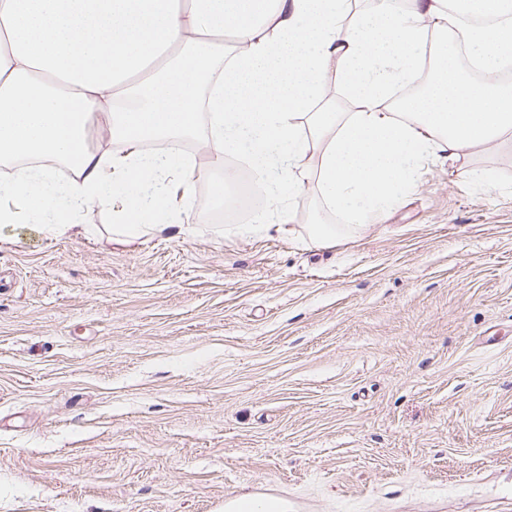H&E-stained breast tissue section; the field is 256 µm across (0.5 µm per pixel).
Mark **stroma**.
<instances>
[{
	"mask_svg": "<svg viewBox=\"0 0 512 512\" xmlns=\"http://www.w3.org/2000/svg\"><path fill=\"white\" fill-rule=\"evenodd\" d=\"M218 176L189 234L0 227V512H512V150L324 246L316 178L266 230L203 221Z\"/></svg>",
	"mask_w": 512,
	"mask_h": 512,
	"instance_id": "35a3bbf8",
	"label": "stroma"
}]
</instances>
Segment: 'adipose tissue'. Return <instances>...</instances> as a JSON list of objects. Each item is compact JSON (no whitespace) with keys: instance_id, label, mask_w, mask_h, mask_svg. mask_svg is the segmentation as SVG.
<instances>
[{"instance_id":"adipose-tissue-1","label":"adipose tissue","mask_w":512,"mask_h":512,"mask_svg":"<svg viewBox=\"0 0 512 512\" xmlns=\"http://www.w3.org/2000/svg\"><path fill=\"white\" fill-rule=\"evenodd\" d=\"M451 7L475 18L464 40L484 73L512 65V0H378L370 13L354 0H0V196L21 197L49 236L90 234L94 204L131 239L182 227L191 164L144 145L196 134L203 103L215 164L246 155L268 185L254 223H285L314 174L323 202L365 227L403 204L426 161L512 148V85L473 84L440 45L420 80L428 26ZM332 83L358 111L320 108ZM99 121L109 144L93 141Z\"/></svg>"}]
</instances>
